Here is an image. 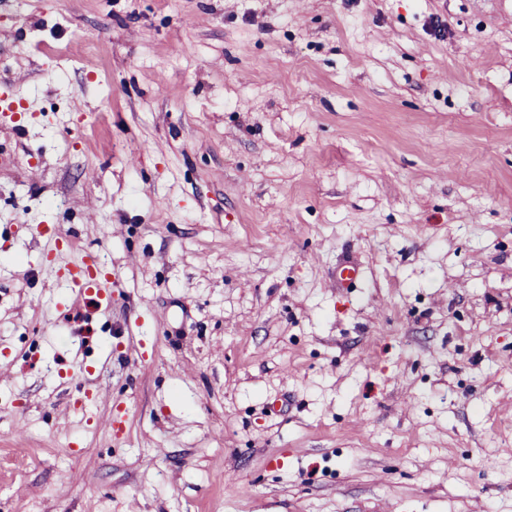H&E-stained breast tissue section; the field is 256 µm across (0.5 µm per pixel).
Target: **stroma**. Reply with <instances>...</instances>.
I'll return each mask as SVG.
<instances>
[{
  "label": "stroma",
  "instance_id": "1",
  "mask_svg": "<svg viewBox=\"0 0 512 512\" xmlns=\"http://www.w3.org/2000/svg\"><path fill=\"white\" fill-rule=\"evenodd\" d=\"M2 94L0 512H512V0H0ZM99 258L95 253H83L68 269L71 288L79 295L94 297L98 302L103 296L112 297V275L97 273Z\"/></svg>",
  "mask_w": 512,
  "mask_h": 512
}]
</instances>
